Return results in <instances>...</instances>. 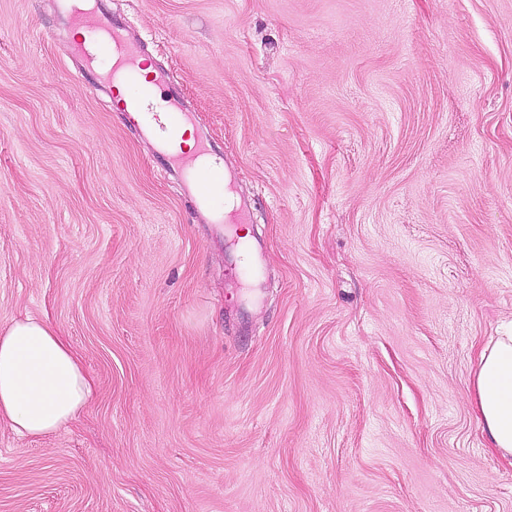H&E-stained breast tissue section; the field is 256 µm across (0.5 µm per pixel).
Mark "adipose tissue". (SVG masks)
<instances>
[{"label": "adipose tissue", "mask_w": 512, "mask_h": 512, "mask_svg": "<svg viewBox=\"0 0 512 512\" xmlns=\"http://www.w3.org/2000/svg\"><path fill=\"white\" fill-rule=\"evenodd\" d=\"M474 405L491 448L512 463V332L478 354ZM93 381L81 357L47 319L0 327V425L21 437L52 434L87 405Z\"/></svg>", "instance_id": "ef3b65f1"}]
</instances>
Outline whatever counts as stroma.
Here are the masks:
<instances>
[{"instance_id": "35a3bbf8", "label": "stroma", "mask_w": 512, "mask_h": 512, "mask_svg": "<svg viewBox=\"0 0 512 512\" xmlns=\"http://www.w3.org/2000/svg\"><path fill=\"white\" fill-rule=\"evenodd\" d=\"M251 202L195 213L57 0H0V326L95 381L0 426V512H512V0H102ZM473 376L483 434L490 448L512 464V332L480 349Z\"/></svg>"}]
</instances>
